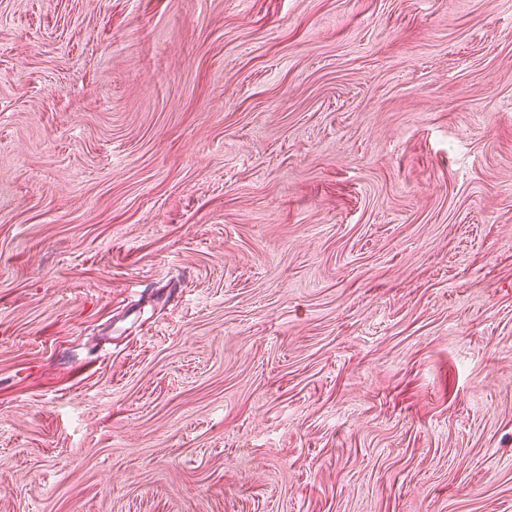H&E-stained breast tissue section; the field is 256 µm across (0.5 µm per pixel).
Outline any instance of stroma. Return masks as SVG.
Segmentation results:
<instances>
[{"instance_id":"stroma-1","label":"stroma","mask_w":512,"mask_h":512,"mask_svg":"<svg viewBox=\"0 0 512 512\" xmlns=\"http://www.w3.org/2000/svg\"><path fill=\"white\" fill-rule=\"evenodd\" d=\"M0 512H512V0H0Z\"/></svg>"}]
</instances>
